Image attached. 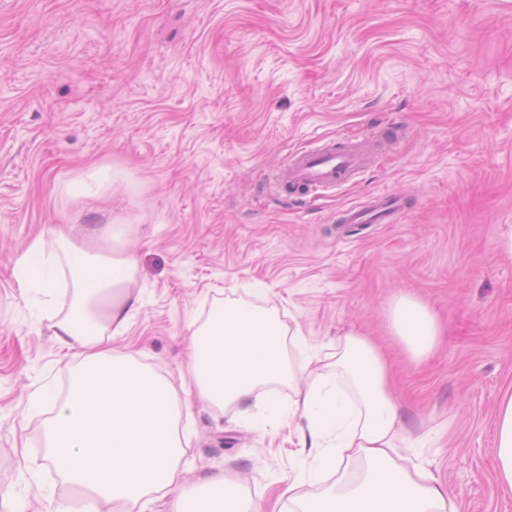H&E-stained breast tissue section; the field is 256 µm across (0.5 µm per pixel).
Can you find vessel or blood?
Instances as JSON below:
<instances>
[{
    "instance_id": "vessel-or-blood-1",
    "label": "vessel or blood",
    "mask_w": 512,
    "mask_h": 512,
    "mask_svg": "<svg viewBox=\"0 0 512 512\" xmlns=\"http://www.w3.org/2000/svg\"><path fill=\"white\" fill-rule=\"evenodd\" d=\"M362 154L351 147L336 148L329 143L318 149L289 157L279 175L288 183L314 190H324L347 181L359 169ZM408 209L406 199L378 194L368 203L345 210L346 224H394Z\"/></svg>"
}]
</instances>
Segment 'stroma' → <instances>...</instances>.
<instances>
[{
	"instance_id": "stroma-1",
	"label": "stroma",
	"mask_w": 512,
	"mask_h": 512,
	"mask_svg": "<svg viewBox=\"0 0 512 512\" xmlns=\"http://www.w3.org/2000/svg\"><path fill=\"white\" fill-rule=\"evenodd\" d=\"M395 143L353 182L313 195L275 180L293 152ZM121 171L108 198L70 184ZM386 191L396 224L339 223ZM128 225L139 309L114 337L179 382L192 322L247 300L329 351L341 329L384 349L407 448L460 512H512L494 470L495 409L512 385V0H0V512H83L41 451L78 360L63 356L14 268L66 225ZM402 292L444 323L409 359L389 308ZM185 474L239 480L257 508L297 475L307 427L261 428L194 405Z\"/></svg>"
}]
</instances>
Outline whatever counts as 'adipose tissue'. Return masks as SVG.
<instances>
[{
  "instance_id": "1",
  "label": "adipose tissue",
  "mask_w": 512,
  "mask_h": 512,
  "mask_svg": "<svg viewBox=\"0 0 512 512\" xmlns=\"http://www.w3.org/2000/svg\"><path fill=\"white\" fill-rule=\"evenodd\" d=\"M125 234L118 220L90 241L64 233L39 239L16 269L20 286L42 295L46 315L53 316L61 273L74 290L54 334L60 349L76 352L80 367L64 399L49 391L40 397L52 408L43 429L46 458L67 485L88 491L107 512H156L166 496L170 512H187L191 434L180 419L199 400L220 409L252 405L270 427L286 410L307 420L308 478L327 471L335 481L310 495L289 482L281 493L288 512H459L430 472L400 457L404 423L388 362L357 331L342 333L311 372L290 358L306 348L301 329H286L272 310L228 300L195 331L188 378L178 387L112 348L107 329L124 328L138 310V260ZM389 326L416 361L433 351L440 334L429 306L408 294L394 299ZM277 384L288 387L287 399L274 392ZM494 459L498 482L512 490V388L497 406ZM203 484L205 512H242L237 480L215 472Z\"/></svg>"
}]
</instances>
